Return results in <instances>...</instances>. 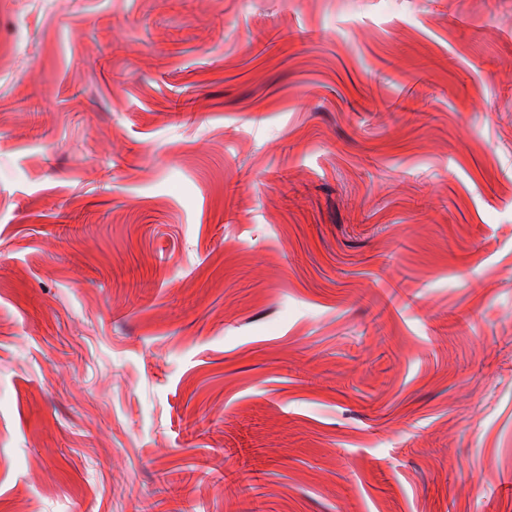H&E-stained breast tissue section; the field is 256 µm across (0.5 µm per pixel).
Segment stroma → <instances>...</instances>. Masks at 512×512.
I'll use <instances>...</instances> for the list:
<instances>
[{"label": "stroma", "instance_id": "obj_1", "mask_svg": "<svg viewBox=\"0 0 512 512\" xmlns=\"http://www.w3.org/2000/svg\"><path fill=\"white\" fill-rule=\"evenodd\" d=\"M0 48V512H512V0Z\"/></svg>", "mask_w": 512, "mask_h": 512}]
</instances>
